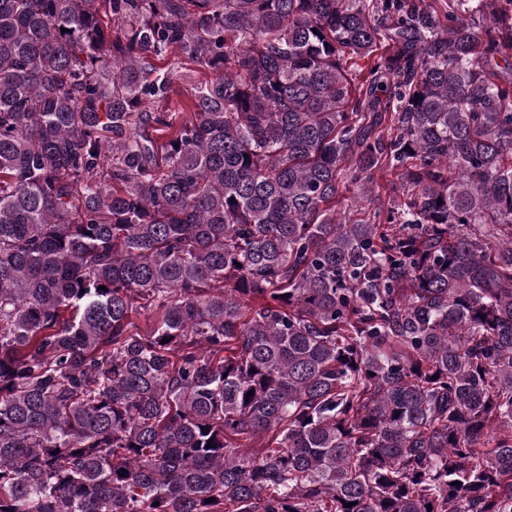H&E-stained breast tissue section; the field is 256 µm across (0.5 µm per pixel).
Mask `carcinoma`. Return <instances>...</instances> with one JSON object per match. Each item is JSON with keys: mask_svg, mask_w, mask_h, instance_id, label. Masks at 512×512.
<instances>
[{"mask_svg": "<svg viewBox=\"0 0 512 512\" xmlns=\"http://www.w3.org/2000/svg\"><path fill=\"white\" fill-rule=\"evenodd\" d=\"M455 2L0 0V512H512V0ZM397 187V179L391 171L383 169L375 172L374 195H379L383 202H387L389 198L396 197L399 193Z\"/></svg>", "mask_w": 512, "mask_h": 512, "instance_id": "1", "label": "carcinoma"}]
</instances>
